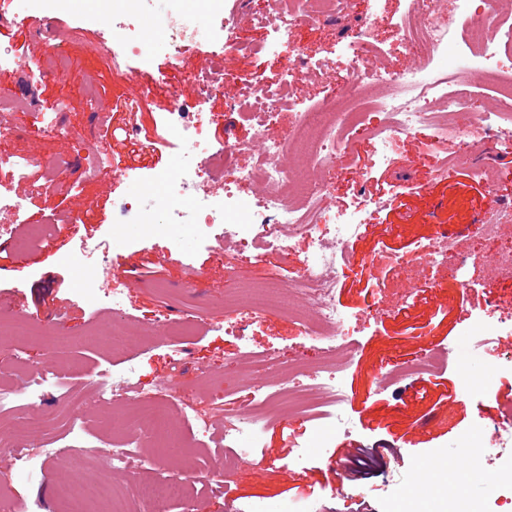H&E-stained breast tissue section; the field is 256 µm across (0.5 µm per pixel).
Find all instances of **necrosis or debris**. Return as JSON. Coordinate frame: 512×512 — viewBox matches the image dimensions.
<instances>
[{"label":"necrosis or debris","mask_w":512,"mask_h":512,"mask_svg":"<svg viewBox=\"0 0 512 512\" xmlns=\"http://www.w3.org/2000/svg\"><path fill=\"white\" fill-rule=\"evenodd\" d=\"M131 0H112L109 10L97 20L112 32V45H100L113 67L123 57L140 58L142 69L132 71L134 80L148 89H165V82L145 68L152 55L161 49L174 53L198 44L212 28L222 10L221 0H200L197 13L178 9L155 17L149 29H142L130 16ZM351 0H288L274 36L259 46L238 40L242 24L258 21L255 13H237L224 20L227 32L220 63L210 76L187 75V82L201 86L202 98L224 93V80L231 75L237 58L259 50L280 57L277 74L263 83L241 88L238 106L256 133L282 112H291L295 121L286 138L264 142L261 150L239 141L225 144L222 152H213L203 119H189L187 113H169L163 126L166 137L182 142L186 153L177 158L164 178L166 192L153 205H144L139 193H132L122 213L132 223L158 230L167 224H187L195 233L213 225L224 227L225 240L235 242L246 256L262 258L269 252L288 253L294 240L306 241L297 277L285 282L278 271H270L268 283L246 300L233 304L235 312L245 315L272 313L282 309L277 288L286 287L294 304L289 314L298 320L303 333L320 341L318 355L304 364L284 368L269 350L248 351L239 363L241 385L225 394L217 412L224 423V459L207 468L206 479L220 481L247 463L268 426L279 412H287L310 423L308 447L323 448L333 429L331 418L342 415L345 394L340 378L349 359L347 346L359 325L402 310L408 293H401L394 306L368 308L354 316L336 301L338 274L347 267L350 246L381 210L378 200L368 198L354 208L332 205L325 182L315 181L316 173H330L354 153L353 133L366 140L374 164L386 166L399 136L421 135L422 143L437 157L434 177L444 178L450 166L470 162V148L490 138L499 152L512 154V14L498 11L492 0H409L407 11L396 22L397 46L408 56L401 69L387 68L382 52L368 32L379 17L370 7L367 29L345 44L342 54L347 63L336 71L326 58H305L293 42L298 19L325 23L344 16ZM454 13L459 27L446 33L445 17ZM372 60L369 69H361L362 60ZM306 63L315 76L326 77L329 112L315 111L305 98L297 96L291 85L294 63ZM485 80L491 90L494 109L481 113L479 121L464 122L460 111L474 103L475 79ZM250 152L254 162L236 165L238 155ZM222 168L232 186L222 198H213L203 189L204 174ZM259 184L258 197L239 193L241 185ZM197 187L194 196H186L187 187ZM488 222L480 224L484 240L499 243L492 267H485L479 254L460 256L455 236L439 232L419 248L407 253L381 249L366 257L372 270L390 268L419 279L428 270L447 265L457 257L465 264L482 267L487 283L512 280V209L492 204ZM98 246L84 248L78 258L84 293L95 298L120 300L121 284L111 271L93 260ZM491 335L507 348L504 366L512 370V312L489 310L476 318L458 337V382L461 390L473 386L472 375L483 369L477 337ZM31 389L25 415L27 445L48 447L47 421L41 403L57 385L51 363H44L26 377ZM477 465L474 480H481L485 467H494L499 494L481 508L458 496L453 487L440 493L452 506L451 512H492L493 507L512 504V419L495 430L490 439L465 437L460 442Z\"/></svg>","instance_id":"4bbe7bcc"}]
</instances>
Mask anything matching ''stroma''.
<instances>
[{"label":"stroma","instance_id":"stroma-1","mask_svg":"<svg viewBox=\"0 0 512 512\" xmlns=\"http://www.w3.org/2000/svg\"><path fill=\"white\" fill-rule=\"evenodd\" d=\"M96 0H62L46 16L62 31L64 52L69 56L68 75L49 73L51 50L35 37L31 26L11 23L15 9L10 0H0V12L8 16L0 25V46L22 56V68L0 72V99L22 96L29 111L0 115V127L9 128L0 149L57 165L58 189L43 190L38 178L19 184L24 199L20 216L0 214V225L8 224L17 236H25L30 225L47 224L51 230L39 245L28 250L0 247V310L25 317L36 331L0 344V374L21 384L24 369H36L45 361V345L37 330L53 327L57 346L54 366L61 384L45 400L42 409L49 421L48 433L55 455L43 460L38 448H30L24 475H17L12 448L22 439L21 420L27 399L18 396L16 408L0 413V500L14 504L18 512H65L55 490L63 483L79 486L109 474L114 491L125 498L126 512H248L251 504H276L293 500L312 505L313 512H399L408 485H417L415 512H443L437 482L424 477L428 461L444 456L447 442L463 436H481L493 430L512 406V372L498 371L502 349L497 342L484 345V367L495 370L491 389L475 387L459 391L455 368L449 367L406 382L376 387L373 377L394 363H411L425 353L455 346L458 336L485 308L497 304L512 309V281L485 286L479 270L467 269L471 281L464 290L437 287L447 269L429 272L411 290L409 305L399 313L370 322L352 339L348 368L342 379L346 395L343 412L348 432L337 433L329 447L306 448L308 422L297 418L274 419L262 435L253 460L222 481H201L198 491L181 502L137 499L133 486L154 480L159 472L177 474L193 466L197 449L186 438L205 431V444L212 454L224 451V426L215 410L225 391L238 385L237 363L245 347L274 351L282 362L315 356L319 344L306 339L297 323L284 315L245 319L243 333L224 329V295L239 284L257 282L267 275L263 261L242 257L233 243L225 242L223 225H213L201 236L187 226L173 225L155 232L130 224L121 216L130 193L142 191L162 195V175L175 158L185 152L183 144L166 139L164 149L156 142L167 112L173 106L160 91L146 92L124 72L113 70L109 59L92 54L101 27L94 22ZM370 0H351L349 15L325 24L299 21L294 40L308 54L336 59ZM382 23L376 36L389 68L404 66L403 53L396 51L395 21L405 12L407 0H380ZM224 45L221 30L175 59L158 52L150 70L171 84L180 85L182 111L196 109L199 92L184 84L188 73L204 74L218 65ZM280 66L277 58L243 55L224 83L223 95L210 98L207 110L213 150L226 142H250L254 130L241 117L234 102L239 88L263 80ZM93 72L100 88L97 98L82 90L85 72ZM54 113L65 129L57 136H34L29 128L37 113ZM110 143L107 157L112 168L127 167L131 142L149 148L152 166L129 170L121 187L112 179H87L77 168L83 157L81 142ZM422 144L417 137H400L387 167L374 168L366 142L356 144V165L365 171L363 184H356L351 167L340 166L327 175L329 195L335 205L353 207L361 197L384 199L385 209L368 224L363 236L352 244L353 260L340 274L336 300L348 313L356 314L377 303L394 301L397 274L390 269L370 270L365 256L382 248L410 251L432 238L441 225L462 231V252L475 251L492 260L497 244L484 241L476 220L491 204L484 184L474 176L473 166H491L499 172L503 203L512 204V155L498 154L491 142L472 148V167H452L447 178L434 177L431 162L417 161ZM120 239L122 248L109 252L106 263L113 273L133 277L120 304L132 323L148 328L165 321L193 320L194 331L181 344L148 340L138 351L127 354L112 350L100 339L111 322L113 306L106 299L80 295L74 256L81 239ZM161 256L164 288H156L145 273L148 261ZM181 358V391L170 403L167 418L175 426L178 453L166 454L157 434L141 437L145 456L162 464L161 470L130 465L113 472L112 448L125 438L126 420L136 409L128 401L105 410L86 413L81 428L68 432L69 404L90 396V372L112 382L127 381L143 392L155 393L166 378L174 358ZM353 448L377 452L383 467L359 481L342 478L336 458Z\"/></svg>","mask_w":512,"mask_h":512}]
</instances>
